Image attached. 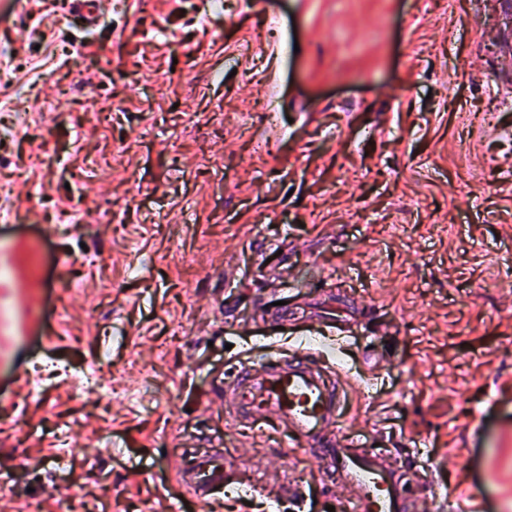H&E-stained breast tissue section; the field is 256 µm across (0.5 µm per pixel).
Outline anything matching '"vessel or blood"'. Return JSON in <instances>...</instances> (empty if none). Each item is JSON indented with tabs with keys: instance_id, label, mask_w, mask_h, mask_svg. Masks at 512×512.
Wrapping results in <instances>:
<instances>
[{
	"instance_id": "vessel-or-blood-1",
	"label": "vessel or blood",
	"mask_w": 512,
	"mask_h": 512,
	"mask_svg": "<svg viewBox=\"0 0 512 512\" xmlns=\"http://www.w3.org/2000/svg\"><path fill=\"white\" fill-rule=\"evenodd\" d=\"M324 361V353L300 345L286 355L237 367L224 388L227 416L243 428L270 421L288 450L314 449L323 470L336 473L346 492L343 512H417L418 501L408 500L387 455L362 450L354 437H329L343 391L326 374ZM180 481L204 503L214 502L227 487L253 484L246 466L209 451L184 464ZM268 495L271 502L306 512L303 486L275 484Z\"/></svg>"
}]
</instances>
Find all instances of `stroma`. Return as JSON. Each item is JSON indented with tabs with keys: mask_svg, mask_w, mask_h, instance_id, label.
<instances>
[{
	"mask_svg": "<svg viewBox=\"0 0 512 512\" xmlns=\"http://www.w3.org/2000/svg\"><path fill=\"white\" fill-rule=\"evenodd\" d=\"M223 2L88 30L0 0V512H269L181 489L193 448L342 499L224 414L235 364L305 336L252 325L283 297L355 323L340 432L430 470L439 512H512V8ZM54 359L111 396L40 384Z\"/></svg>",
	"mask_w": 512,
	"mask_h": 512,
	"instance_id": "35a3bbf8",
	"label": "stroma"
}]
</instances>
